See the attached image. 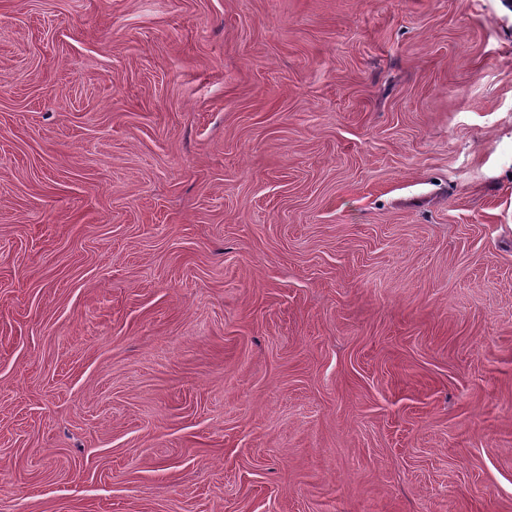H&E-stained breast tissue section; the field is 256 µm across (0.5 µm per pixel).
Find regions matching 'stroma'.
I'll return each instance as SVG.
<instances>
[{"label":"stroma","mask_w":512,"mask_h":512,"mask_svg":"<svg viewBox=\"0 0 512 512\" xmlns=\"http://www.w3.org/2000/svg\"><path fill=\"white\" fill-rule=\"evenodd\" d=\"M0 512H512V0H0Z\"/></svg>","instance_id":"1"}]
</instances>
